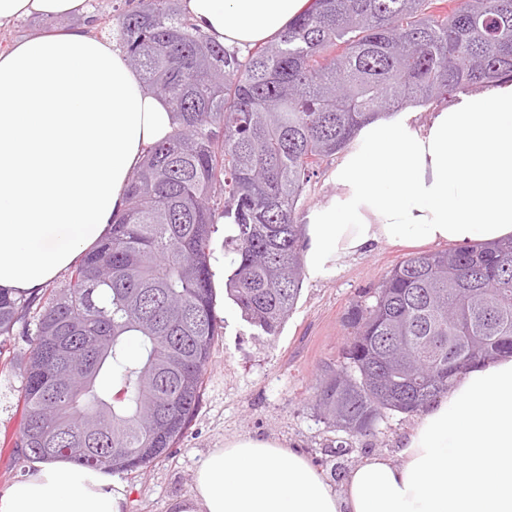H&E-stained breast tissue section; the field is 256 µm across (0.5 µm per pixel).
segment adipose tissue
<instances>
[{
	"mask_svg": "<svg viewBox=\"0 0 512 512\" xmlns=\"http://www.w3.org/2000/svg\"><path fill=\"white\" fill-rule=\"evenodd\" d=\"M309 0H182L213 40L254 47ZM86 0H0V28L68 17ZM175 127L167 102L92 26L0 49V288L35 296L110 234L128 180ZM329 177L337 193L303 219L306 273L336 276L380 245L512 239V80L428 116L357 131ZM108 471L36 461L0 489V512H125ZM171 512H512V357L470 369L433 399L397 458L365 457L340 485L275 439H225Z\"/></svg>",
	"mask_w": 512,
	"mask_h": 512,
	"instance_id": "1",
	"label": "adipose tissue"
}]
</instances>
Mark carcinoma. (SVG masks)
Here are the masks:
<instances>
[{
    "label": "carcinoma",
    "mask_w": 512,
    "mask_h": 512,
    "mask_svg": "<svg viewBox=\"0 0 512 512\" xmlns=\"http://www.w3.org/2000/svg\"><path fill=\"white\" fill-rule=\"evenodd\" d=\"M128 65L164 97L173 133L129 176L112 235L62 285L0 291V352L24 400L23 458L144 471L183 437L219 336L211 258L224 220V294L276 336L302 287L303 193L366 122L512 76V0H313L241 55L178 0L115 9ZM342 361L315 410L369 435L463 371L512 355V242L411 255L354 300Z\"/></svg>",
    "instance_id": "cac0c4a2"
}]
</instances>
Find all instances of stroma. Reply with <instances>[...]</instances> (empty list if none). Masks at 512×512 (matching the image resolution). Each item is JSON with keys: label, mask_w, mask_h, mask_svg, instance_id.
<instances>
[{"label": "stroma", "mask_w": 512, "mask_h": 512, "mask_svg": "<svg viewBox=\"0 0 512 512\" xmlns=\"http://www.w3.org/2000/svg\"><path fill=\"white\" fill-rule=\"evenodd\" d=\"M409 253L406 247H380L351 261L335 277L303 281L293 314L279 334L269 338L255 335L240 310L224 297V253L216 251L211 265L221 334L199 408L171 456L152 464L145 474L116 475L126 496L125 512H170L174 498L190 493L205 454L233 436L282 440L326 473L339 446L348 470L371 453L395 455L414 416L393 413L375 434L351 435L318 417L314 395L327 366L341 355L348 336L343 319L350 304L377 287ZM20 396V377L1 373L0 488L21 480L31 466L30 461L15 459L12 446L21 424Z\"/></svg>", "instance_id": "35a3bbf8"}]
</instances>
